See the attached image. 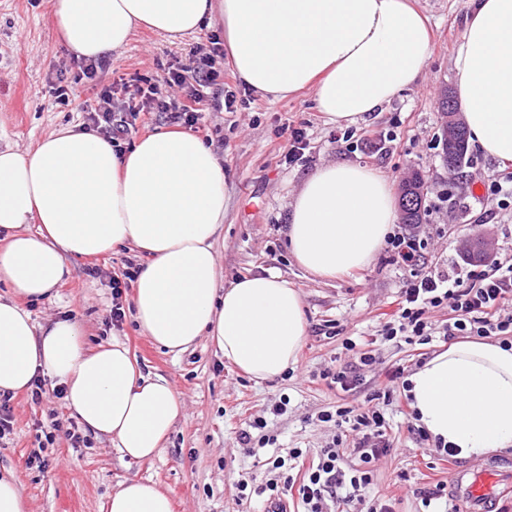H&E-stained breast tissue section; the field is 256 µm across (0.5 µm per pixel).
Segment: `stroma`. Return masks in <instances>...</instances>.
<instances>
[{"label":"stroma","mask_w":512,"mask_h":512,"mask_svg":"<svg viewBox=\"0 0 512 512\" xmlns=\"http://www.w3.org/2000/svg\"><path fill=\"white\" fill-rule=\"evenodd\" d=\"M427 17L432 51L418 81L407 91L357 125L359 143L338 141L341 129L328 123L315 105V91L307 88L281 101L244 90L232 71L223 85L213 86L204 103L199 137L213 149L227 175L224 233L216 245L222 282L250 274L275 272L297 288L304 301L308 332L297 365L284 375L257 384L227 363L207 338L173 356L158 347L126 316L113 327L109 314V281L122 276L129 263H141L129 248L99 257H73L72 276L51 296L25 301L37 325L60 318L77 320L85 330L88 347L119 341L126 345L143 373L167 378L181 394L184 412L159 454L148 462L121 456L110 438L87 435L85 446L71 445L65 428L73 416L56 385L43 377L39 401L28 392L12 400L14 427L9 440L0 442V472H13L29 505V512H104V504L129 478L155 482L169 493L175 512H257L259 492L267 480L266 463L275 448H317L331 440L337 429L318 422L321 411L364 403L369 385L344 394L329 389L321 372L345 366L346 338L375 335L381 323L397 310V295L409 273L380 250L374 262L361 270L324 279L301 267L290 254L285 237L289 205L305 179L318 167L341 161L375 169L392 184L420 171L427 182V197L452 195L453 203L427 216L430 224L445 228L444 237H431L430 263L446 264L463 243L483 238L512 252V207L498 197L471 196L482 179L512 173V161L487 157L470 146V161L462 178L452 179L441 161L442 113L439 98L456 90L459 76L454 58L461 43L472 0H413ZM52 0H0V148L28 150L44 136L67 127H82V112L92 103L98 87L118 76L161 78L168 65L185 59L190 49L212 37L218 27H202L192 36L170 40L143 28L129 44L111 54L96 83L77 80L78 68L51 23ZM68 85V104L56 103L52 88ZM237 94L233 111H226L224 90ZM305 129L309 146L302 161L288 163L291 131ZM394 132L385 150L372 148L369 133ZM336 326L335 336L318 334L320 324ZM444 345L378 342L373 354L383 368L412 371ZM288 398V411L273 416L269 407ZM267 415L268 431L276 445L244 448L238 442L249 419ZM393 451L376 465L369 495L395 499L398 512H424L420 490L443 483L454 488L458 475L492 466L512 473V451L442 462L433 445L415 439L413 419L397 407L387 409ZM59 431L47 432L51 420ZM42 448L45 469L28 466L34 448ZM249 479L251 502L235 498V485Z\"/></svg>","instance_id":"35a3bbf8"}]
</instances>
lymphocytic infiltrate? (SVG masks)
I'll return each instance as SVG.
<instances>
[{
  "label": "lymphocytic infiltrate",
  "mask_w": 512,
  "mask_h": 512,
  "mask_svg": "<svg viewBox=\"0 0 512 512\" xmlns=\"http://www.w3.org/2000/svg\"><path fill=\"white\" fill-rule=\"evenodd\" d=\"M224 50L219 42L197 44L187 62L169 66L159 80L125 78L113 80L86 107L87 129L102 135L113 147L136 129L141 113H162L167 122L193 130L202 119L206 91L216 85L222 71L217 62ZM128 99L125 111L114 109L116 94ZM396 263L410 277L398 296L395 318L381 325V341L430 343L433 338L449 342L456 338H486L512 335V258H493L472 282L458 270L429 266L428 240L417 231L397 232L387 239ZM448 309L447 319L432 320L431 314ZM401 369L386 371L385 383L374 389L367 406L339 407L323 411L320 422L349 426L351 443L342 436L319 448H292L287 456L275 457L274 470L265 486L268 497L261 512H288V494L297 492L302 512H395L391 503L366 497L373 482V465L391 453V428L384 408L394 401Z\"/></svg>",
  "instance_id": "obj_1"
}]
</instances>
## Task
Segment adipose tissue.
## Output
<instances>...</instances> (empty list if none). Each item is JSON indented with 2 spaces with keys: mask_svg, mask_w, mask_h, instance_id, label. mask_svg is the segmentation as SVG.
<instances>
[{
  "mask_svg": "<svg viewBox=\"0 0 512 512\" xmlns=\"http://www.w3.org/2000/svg\"><path fill=\"white\" fill-rule=\"evenodd\" d=\"M69 52L107 57L142 25L182 39L220 26L239 82L282 100L314 87L329 122L351 125L409 89L430 54L425 18L409 0H54ZM459 109L470 138L512 161V0H477L455 58ZM226 176L201 138L180 130L138 137L115 152L102 136L63 128L34 148L0 149V392L45 371L67 407L122 456L152 460L183 413L168 379L144 376L122 344L88 348L81 325L37 326L22 299L51 295L72 257L131 246L145 261L132 308L142 332L169 353L208 337L255 382L296 364L307 322L300 292L276 273L221 284L215 243L224 231ZM288 247L321 278L367 267L398 219L393 184L358 164L318 168L290 204ZM412 407L432 440L458 456L512 448V347L464 340L408 378ZM108 512H174L166 493L137 478Z\"/></svg>",
  "mask_w": 512,
  "mask_h": 512,
  "instance_id": "1",
  "label": "adipose tissue"
}]
</instances>
